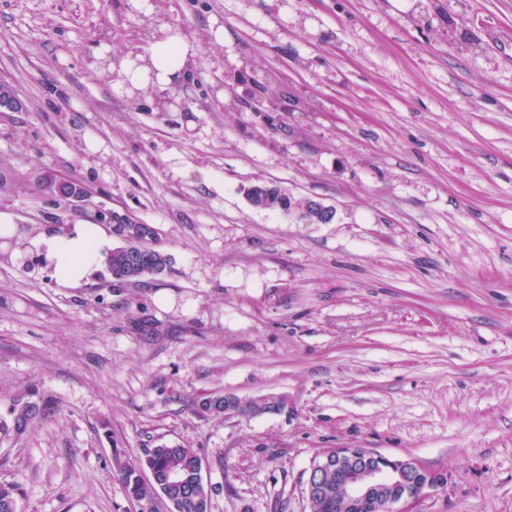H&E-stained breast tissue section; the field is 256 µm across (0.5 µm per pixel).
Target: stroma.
I'll return each instance as SVG.
<instances>
[{"label": "stroma", "instance_id": "1", "mask_svg": "<svg viewBox=\"0 0 512 512\" xmlns=\"http://www.w3.org/2000/svg\"><path fill=\"white\" fill-rule=\"evenodd\" d=\"M179 31L184 110L119 91L113 57ZM0 213L27 238L91 223L56 171L157 232L169 269L76 288L0 248V438L18 512H140L119 465L195 449L209 512H305L326 448L448 475L427 512H512V0H0ZM271 184L328 224L254 208ZM213 393L286 397L247 421ZM55 404L51 398L38 397L37 400L19 399L12 408L11 427L1 424V429L13 431L15 434L23 433L34 421L44 418L54 411ZM196 411L201 415H224V419H248L254 414H247L246 412L236 411L232 408L224 412V396H204L198 400L196 404Z\"/></svg>", "mask_w": 512, "mask_h": 512}]
</instances>
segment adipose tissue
Masks as SVG:
<instances>
[{
  "mask_svg": "<svg viewBox=\"0 0 512 512\" xmlns=\"http://www.w3.org/2000/svg\"><path fill=\"white\" fill-rule=\"evenodd\" d=\"M171 44L177 50L175 59H168L156 50L151 53L147 64L138 68L131 60L121 61L120 67L132 86L144 87L154 83L164 89L181 79L188 63V52L182 36H172ZM109 245L110 240L100 226L76 224L61 234L31 238L27 250L54 267L61 285L75 288L97 270Z\"/></svg>",
  "mask_w": 512,
  "mask_h": 512,
  "instance_id": "obj_1",
  "label": "adipose tissue"
}]
</instances>
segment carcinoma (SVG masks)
Returning <instances> with one entry per match:
<instances>
[{"label":"carcinoma","mask_w":512,"mask_h":512,"mask_svg":"<svg viewBox=\"0 0 512 512\" xmlns=\"http://www.w3.org/2000/svg\"><path fill=\"white\" fill-rule=\"evenodd\" d=\"M247 196L265 210L282 211L295 215L302 221L310 217L294 205V201L277 187L268 184L254 185ZM113 233L123 245L112 249L106 258V265L112 276V286L122 288L137 283L148 275L163 273L169 265V257L155 244L154 228L148 224L136 225L137 233L128 236L123 225H112ZM55 404L48 397L36 400L19 399L12 408L11 425L3 424L1 429L23 433L34 421L54 411ZM196 411L201 415L224 414V397L204 396L198 400ZM179 471L184 481L169 485L165 476L170 470ZM202 460L192 448L180 444H163L143 449V457L137 467H122L121 480L129 498L137 501L149 512L156 495L160 494L174 505L173 512H209V489L201 478ZM327 494L323 500H314L308 505V512H336V471L323 473ZM19 488L14 483L0 482V512H17Z\"/></svg>","instance_id":"carcinoma-1"}]
</instances>
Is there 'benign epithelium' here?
<instances>
[{"mask_svg": "<svg viewBox=\"0 0 512 512\" xmlns=\"http://www.w3.org/2000/svg\"><path fill=\"white\" fill-rule=\"evenodd\" d=\"M64 198L80 209L94 208L99 224H129L131 220L93 203L91 187L52 172L38 187V198ZM306 212L313 211L316 222L328 224L334 208L316 199L300 202ZM336 465V481L347 489L344 500L336 501V512H358L384 505L386 512H424L425 502L446 491L447 477L418 459H393L369 448H327L313 458L304 484L306 500L324 494L317 478L324 466Z\"/></svg>", "mask_w": 512, "mask_h": 512, "instance_id": "obj_1", "label": "benign epithelium"}]
</instances>
